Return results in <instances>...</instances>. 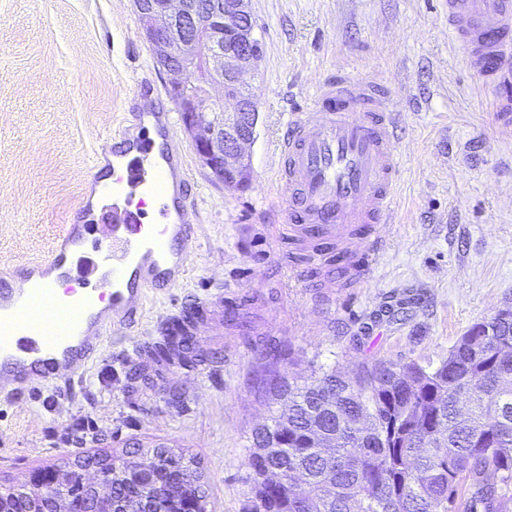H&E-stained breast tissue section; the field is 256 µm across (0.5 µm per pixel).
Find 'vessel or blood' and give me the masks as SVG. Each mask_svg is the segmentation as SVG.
<instances>
[{
	"label": "vessel or blood",
	"instance_id": "vessel-or-blood-1",
	"mask_svg": "<svg viewBox=\"0 0 512 512\" xmlns=\"http://www.w3.org/2000/svg\"><path fill=\"white\" fill-rule=\"evenodd\" d=\"M448 26L472 73L492 94L500 134L512 136V0H445ZM112 182L92 190L112 196V238L96 245L98 283L71 287L87 236L64 228L47 272L30 287L0 280V395L13 399L51 383L73 388L112 329L130 325L148 302L185 279L194 244L189 228L188 153L173 115L148 83L130 100L114 133ZM395 119L376 79L331 72L297 108L278 147L277 190L287 204L289 251L318 263L339 253L346 267L374 262L386 246L381 225L396 213ZM65 295H58L59 284ZM224 289L156 320L159 336L180 330L196 343L199 324L224 322Z\"/></svg>",
	"mask_w": 512,
	"mask_h": 512
}]
</instances>
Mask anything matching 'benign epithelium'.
<instances>
[{
	"instance_id": "1",
	"label": "benign epithelium",
	"mask_w": 512,
	"mask_h": 512,
	"mask_svg": "<svg viewBox=\"0 0 512 512\" xmlns=\"http://www.w3.org/2000/svg\"><path fill=\"white\" fill-rule=\"evenodd\" d=\"M156 64L174 76L170 90L182 112L184 129L203 168L222 183L250 162L247 146L255 140L258 106L244 97L242 74L261 55L253 34L247 0H134ZM219 84L233 111H216L210 89ZM156 448L134 460H115L112 470L81 458L69 474L98 497L111 493V481L148 484ZM93 473L94 479L86 478Z\"/></svg>"
}]
</instances>
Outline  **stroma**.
<instances>
[{
    "label": "stroma",
    "mask_w": 512,
    "mask_h": 512,
    "mask_svg": "<svg viewBox=\"0 0 512 512\" xmlns=\"http://www.w3.org/2000/svg\"><path fill=\"white\" fill-rule=\"evenodd\" d=\"M262 46L244 80L257 99L251 181L231 191L189 159L195 257L169 299L108 334L82 383L0 398V480L66 468L84 454L139 443L196 457L207 512H249L250 437L273 406L259 372L289 348L286 378L321 366L351 378L377 362L439 363L474 323L512 306V138L491 94L448 32L444 0H249ZM373 77L398 114L397 213L387 251L359 288L288 280L295 255L276 234V145L296 105L326 73ZM172 105L133 0H0V273L51 259L63 225L112 233V208L86 218L80 202L95 152L123 121L141 81ZM223 284L235 323L214 330L200 365L125 362L157 316Z\"/></svg>",
    "instance_id": "1"
}]
</instances>
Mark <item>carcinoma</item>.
<instances>
[{"instance_id": "1", "label": "carcinoma", "mask_w": 512, "mask_h": 512, "mask_svg": "<svg viewBox=\"0 0 512 512\" xmlns=\"http://www.w3.org/2000/svg\"><path fill=\"white\" fill-rule=\"evenodd\" d=\"M174 352L196 363L182 336L151 355ZM266 393L284 410L251 436V512H512V308L474 324L435 366L380 362L352 380L321 367ZM154 470L150 493L180 489L192 512L196 460L171 448ZM4 495L12 512H31L28 496ZM55 495L72 512H117L141 492L119 482L96 501L74 477Z\"/></svg>"}]
</instances>
